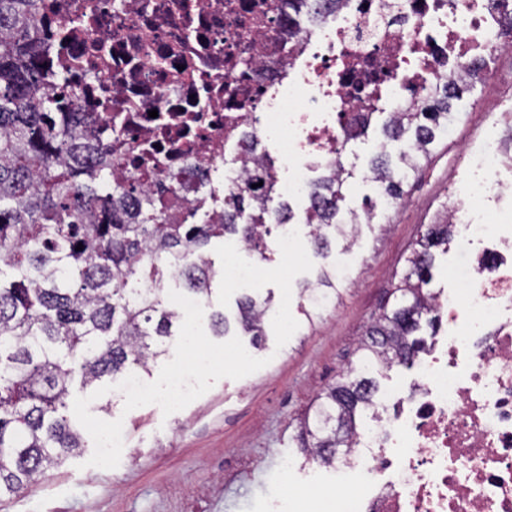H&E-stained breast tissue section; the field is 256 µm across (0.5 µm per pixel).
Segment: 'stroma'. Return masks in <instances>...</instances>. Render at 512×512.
Returning <instances> with one entry per match:
<instances>
[{"instance_id": "1", "label": "stroma", "mask_w": 512, "mask_h": 512, "mask_svg": "<svg viewBox=\"0 0 512 512\" xmlns=\"http://www.w3.org/2000/svg\"><path fill=\"white\" fill-rule=\"evenodd\" d=\"M493 76L478 84L453 113L448 128L404 187L399 204L379 205L351 248L333 244L315 256L307 237L288 258L267 248L270 270L261 295L288 319V333L268 328L261 350L233 331L214 335L212 314H237L240 293L215 280L202 316L191 326L197 343L172 344L149 363L144 377L156 396L132 404L108 392L72 382L73 419L85 427L86 446L38 485L0 499V512H278L276 494L288 491V512H303L308 482L326 487L335 473L318 468L298 441L299 422L317 394L357 362V346L371 320L392 303L391 292L428 224L444 219L470 175V155L491 131L487 106L501 101L512 83V48L492 60ZM382 134L369 131L343 161L353 176L346 204L358 207L373 187L365 175ZM342 267L337 297L306 320L300 292L315 284L320 269ZM191 375L193 387L178 403L164 400L170 380ZM115 437L102 460V434ZM288 460L281 471L280 460Z\"/></svg>"}]
</instances>
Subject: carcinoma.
<instances>
[{"mask_svg": "<svg viewBox=\"0 0 512 512\" xmlns=\"http://www.w3.org/2000/svg\"><path fill=\"white\" fill-rule=\"evenodd\" d=\"M40 0H0V498L45 479L83 448V434L66 414L70 382L79 374L92 386L117 381L166 352L181 316L166 297L178 279L184 293L205 298L215 267L209 246L235 236L265 257L269 225L265 204L224 201V215L206 224H170L179 208L176 188L139 192L112 181L105 135L61 111L67 77L53 72L39 37ZM477 63L452 86L419 98L393 119L375 116L361 136L382 122L385 140L371 161L378 199H402L403 185L421 167L458 102L481 82ZM404 149L392 157L389 145ZM311 183L305 219L311 246L322 255L331 239L351 248L360 223L343 211L352 173L342 161ZM251 210L250 223L238 217ZM454 224L428 225L408 259L409 271L394 288V302L367 328L360 363L317 398L301 422V448L324 463L351 453L352 428L378 388L370 374L404 364L424 349L415 337L421 321H437L431 249L450 243ZM83 249L76 250L78 245ZM145 277L148 288L132 284ZM270 300H239L237 323L260 346Z\"/></svg>", "mask_w": 512, "mask_h": 512, "instance_id": "obj_1", "label": "carcinoma"}]
</instances>
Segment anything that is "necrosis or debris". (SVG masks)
I'll return each mask as SVG.
<instances>
[{
    "label": "necrosis or debris",
    "instance_id": "necrosis-or-debris-1",
    "mask_svg": "<svg viewBox=\"0 0 512 512\" xmlns=\"http://www.w3.org/2000/svg\"><path fill=\"white\" fill-rule=\"evenodd\" d=\"M40 13L80 118L120 130L114 176L176 184L210 219L227 198H265L283 257L298 230L275 210L305 198L353 115L410 111L421 90L512 47V0H341L320 13L304 0H41ZM273 153L284 176L269 196L248 167ZM473 167L451 216L476 255L436 294L446 329L414 379L376 394L340 482L312 500L323 512H512V262L499 253L512 224L470 218L512 191V143L485 138Z\"/></svg>",
    "mask_w": 512,
    "mask_h": 512
}]
</instances>
